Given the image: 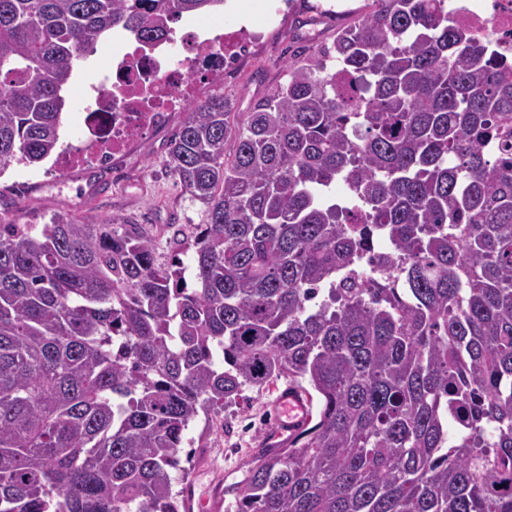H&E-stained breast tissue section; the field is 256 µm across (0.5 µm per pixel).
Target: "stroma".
Returning <instances> with one entry per match:
<instances>
[{
	"label": "stroma",
	"mask_w": 512,
	"mask_h": 512,
	"mask_svg": "<svg viewBox=\"0 0 512 512\" xmlns=\"http://www.w3.org/2000/svg\"><path fill=\"white\" fill-rule=\"evenodd\" d=\"M272 17L256 15L264 34L239 62L236 76L204 85L203 96L225 95L238 112L288 78L294 48L332 46L337 30L353 23L366 0H287ZM175 113L164 131L132 144L107 165L56 170L52 160L39 166L11 164L0 173V218L8 224H43L51 213L69 215L84 224L114 219L141 224L157 243L159 260L170 253L173 225L192 235L205 223L203 204L194 200L168 171L169 142L184 120ZM285 380L261 389H245L235 403L210 416L199 415L184 443L192 461L177 489L188 512H224L226 490L241 481L253 458L273 435L271 406Z\"/></svg>",
	"instance_id": "stroma-1"
}]
</instances>
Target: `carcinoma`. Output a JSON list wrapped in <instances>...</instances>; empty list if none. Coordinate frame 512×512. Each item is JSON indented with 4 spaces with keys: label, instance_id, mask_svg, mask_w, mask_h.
I'll list each match as a JSON object with an SVG mask.
<instances>
[{
    "label": "carcinoma",
    "instance_id": "1",
    "mask_svg": "<svg viewBox=\"0 0 512 512\" xmlns=\"http://www.w3.org/2000/svg\"><path fill=\"white\" fill-rule=\"evenodd\" d=\"M369 2L246 118L188 104L194 285L138 224H0V512H181L189 424L285 376L317 421L226 512H512V65L444 0ZM223 7L0 0V167L57 153L101 39Z\"/></svg>",
    "mask_w": 512,
    "mask_h": 512
}]
</instances>
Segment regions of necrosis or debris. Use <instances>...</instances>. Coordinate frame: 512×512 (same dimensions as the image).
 <instances>
[{"label":"necrosis or debris","instance_id":"obj_1","mask_svg":"<svg viewBox=\"0 0 512 512\" xmlns=\"http://www.w3.org/2000/svg\"><path fill=\"white\" fill-rule=\"evenodd\" d=\"M448 23L490 41L496 57L512 62V0H446ZM253 35L244 25L211 28L207 36L176 37L151 47L101 59L99 80L84 106L80 138L61 149L59 170L83 164L94 167L124 152L134 141L161 130L172 113L184 109L192 79H220L244 55ZM184 50L180 63L171 60Z\"/></svg>","mask_w":512,"mask_h":512}]
</instances>
